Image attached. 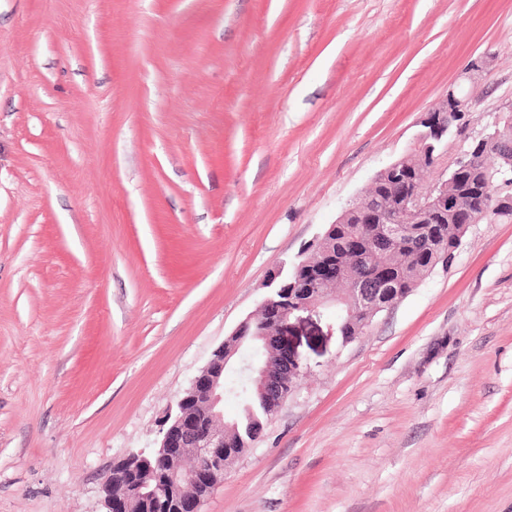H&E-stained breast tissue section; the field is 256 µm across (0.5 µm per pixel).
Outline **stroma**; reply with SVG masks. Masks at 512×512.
Here are the masks:
<instances>
[{
	"label": "stroma",
	"mask_w": 512,
	"mask_h": 512,
	"mask_svg": "<svg viewBox=\"0 0 512 512\" xmlns=\"http://www.w3.org/2000/svg\"><path fill=\"white\" fill-rule=\"evenodd\" d=\"M448 158L512 103V0H0V512H103L112 463L471 63ZM308 369L202 512H512V221L468 226Z\"/></svg>",
	"instance_id": "stroma-1"
}]
</instances>
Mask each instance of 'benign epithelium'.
<instances>
[{
    "label": "benign epithelium",
    "instance_id": "7a95c632",
    "mask_svg": "<svg viewBox=\"0 0 512 512\" xmlns=\"http://www.w3.org/2000/svg\"><path fill=\"white\" fill-rule=\"evenodd\" d=\"M475 108L476 101L460 94L457 86L448 90L421 119L415 153L428 169L435 171V176L408 189L401 205V220L378 223V207L364 192L354 200V205L344 209L337 222L356 211L361 223L377 225L381 248L409 240L413 237V224L423 213L434 211L453 216L455 207L448 197V185L485 144L494 150V163L486 181L489 196L497 208L511 205L512 193L500 194L501 188H512V144L502 139L500 124L512 120V107L503 111L493 131L481 136L451 165L440 167L448 139L456 134L453 120H463ZM334 228L333 224L327 225L317 244L307 247L291 268L277 270L257 312L246 317L212 352L207 364L177 401L159 446L151 452H132L123 458L127 463L155 461L152 468L155 487L147 494L161 498L168 512H201L206 498L224 480L226 468L245 452L234 436L235 425L224 422L227 374H238L250 395L261 397L269 413L274 415L296 391L306 370L297 349L286 339L293 318L320 307H336L339 310L336 328L346 345L354 340L350 336L353 324L365 328L378 313L394 308L405 298L386 268L379 271L377 281L368 284L353 278L347 293L337 294L336 283L346 276L345 265L336 251L321 246ZM186 457L195 459L190 470L181 467ZM122 477L118 462L102 477L100 493L105 512H131L129 496L112 493L113 479Z\"/></svg>",
    "mask_w": 512,
    "mask_h": 512
}]
</instances>
